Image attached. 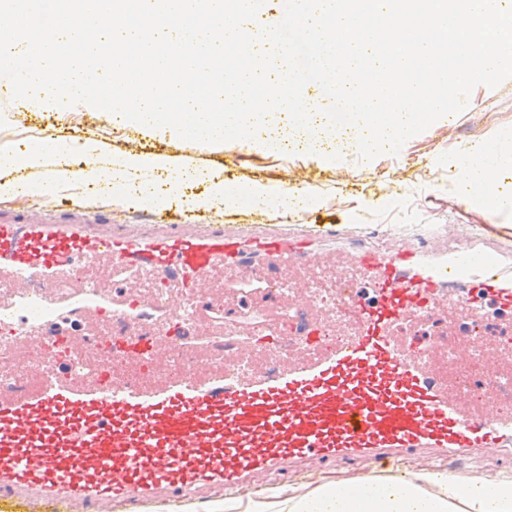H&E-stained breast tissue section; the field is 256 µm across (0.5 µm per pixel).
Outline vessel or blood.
Segmentation results:
<instances>
[{"mask_svg": "<svg viewBox=\"0 0 512 512\" xmlns=\"http://www.w3.org/2000/svg\"><path fill=\"white\" fill-rule=\"evenodd\" d=\"M327 253L347 258L356 317L309 320L276 371L253 370L246 356L276 354L278 337H239L219 324L210 342L236 358L232 372L210 359L188 375L133 384L87 356L85 325L119 317L113 353L152 370L172 362L186 306L219 273L279 270L292 300L310 305V281L291 272L323 266ZM118 268L131 276L117 286ZM145 275L167 311L144 293ZM487 299L512 310V262L471 243L387 252L277 225L160 218L116 228L109 215L72 208L50 219L1 212L0 349L21 357L52 344L60 355L48 366L35 361L31 384L0 386V506L145 512L163 502L181 512L215 492L263 493L267 478H296L312 462L512 454V415L449 387L435 349L402 332L452 310L480 322Z\"/></svg>", "mask_w": 512, "mask_h": 512, "instance_id": "obj_1", "label": "vessel or blood"}]
</instances>
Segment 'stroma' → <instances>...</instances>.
<instances>
[{"label":"stroma","instance_id":"obj_1","mask_svg":"<svg viewBox=\"0 0 512 512\" xmlns=\"http://www.w3.org/2000/svg\"><path fill=\"white\" fill-rule=\"evenodd\" d=\"M84 138L105 145L107 171L125 177L123 161L131 153H189L193 163L206 171L203 180L188 181L177 189L155 182L158 202L138 194L113 192L107 211L116 224H147L157 209L171 211L178 219L208 220L215 224H274L279 211L250 204L246 195L257 184L301 190L303 203L288 204L292 224L324 228L337 234L350 229L371 235L388 247L386 227L396 226L415 243L447 227L458 242L477 236L512 248V206L489 208L470 197L461 185L453 160L469 145L494 143L501 160V176L512 180V77L497 87L479 86L462 112L436 121L408 139L398 153H383L366 161L359 151L335 150L330 158L295 149L284 150L264 135L225 142L220 150H184L163 127H141L112 118L107 111L80 103L59 106L51 112H19L13 100L0 99V146L24 148L38 139L65 142L72 128ZM235 185L241 199L204 209L199 199L213 196L220 183ZM80 201L100 199V186L61 187L50 197L21 196L0 201V212L26 208L42 215L57 212L61 198ZM386 465L368 468L351 461L335 466L319 464L304 470L298 487L309 490L336 477H367L386 472Z\"/></svg>","mask_w":512,"mask_h":512}]
</instances>
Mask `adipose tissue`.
I'll list each match as a JSON object with an SVG mask.
<instances>
[{"label":"adipose tissue","mask_w":512,"mask_h":512,"mask_svg":"<svg viewBox=\"0 0 512 512\" xmlns=\"http://www.w3.org/2000/svg\"><path fill=\"white\" fill-rule=\"evenodd\" d=\"M492 155L490 143L482 142L458 153L455 167L474 197L498 206L504 198L494 191L498 173ZM0 167L44 170L45 178L31 186L32 193L39 196L53 195L60 184L98 176L94 169H71L58 142L49 138L20 152L1 149ZM206 512H512V472L491 480L473 475L443 483L420 469L403 481L393 476L336 478L305 493L279 490L272 497L261 496L246 503L228 497L208 504Z\"/></svg>","instance_id":"1"}]
</instances>
